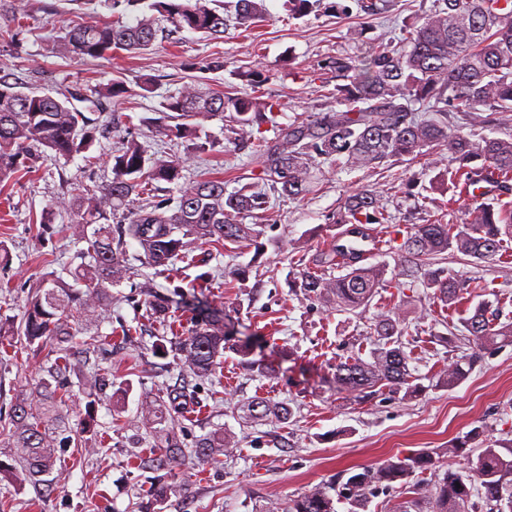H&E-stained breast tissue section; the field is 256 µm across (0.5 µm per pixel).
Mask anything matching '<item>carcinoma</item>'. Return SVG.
I'll return each instance as SVG.
<instances>
[{"mask_svg":"<svg viewBox=\"0 0 512 512\" xmlns=\"http://www.w3.org/2000/svg\"><path fill=\"white\" fill-rule=\"evenodd\" d=\"M149 9L155 15L134 23L119 17L73 27L64 36L62 51L84 59L110 56L114 50L146 51L166 34L158 25L160 18L209 40L219 39L224 37L228 13H234L244 28L265 15L262 0H152ZM325 69L338 80L329 95L342 109L298 116L278 128L272 141L254 132L261 131L264 123L277 128L278 104L258 94L229 96L194 79L160 101L154 116L144 122L156 135L184 147L183 153H151L136 139L124 137L112 149V178L103 188L75 187L42 210V224L54 223L60 210L75 214L77 224L92 228L88 247L78 254L80 263L70 272L72 282L42 280L28 295L19 325L9 326L3 335L19 336L38 350L54 341L47 356H56L57 364L68 362L96 347L99 332L79 337V321L112 314V287L129 276L130 260L167 271L202 244L223 248L262 235L261 225L239 221L242 214L269 208L268 191L253 183L227 194L223 178L205 177L176 199L155 196L158 184L180 186L188 163L217 151L220 142L204 127L216 118L228 122V140L251 147L261 158L257 180L291 199L310 191L319 160L356 169L448 152L452 159L446 171L448 184L476 189L490 182L496 197L480 202L461 226L413 225L400 251L408 262L429 266L450 250L477 263L493 260L512 240V138L480 134L477 128L492 129L512 121V0H435L402 44L381 41L361 55L337 56L325 63ZM124 94L120 81L100 88L90 99L78 89L56 95L25 91L19 82L0 76V186L35 171L44 157L68 159L89 151L102 134L99 111L104 102ZM80 103L84 107H78ZM483 112L488 116H481ZM458 114L471 117L470 124L453 122ZM332 222L388 223L381 192L363 187L347 193ZM131 243L138 247L133 256L128 252ZM334 268L344 272L327 275ZM387 271L385 264L356 263L338 244L299 269L293 284L307 298L361 315L383 286ZM426 286L451 307L461 301L465 288L442 269L427 272ZM140 287L151 298L152 315L160 324L168 322L174 308L194 317L175 347L182 366L193 376H211L228 348L244 359L252 354L251 339H235L234 323L210 306L204 292L175 290L162 296L152 278ZM462 322L465 340L480 351L512 345V318H503L502 310L488 300L478 302ZM375 332L377 347L366 359L337 365L336 382L361 398L371 396L373 388L383 383L396 391L415 392L410 385L411 358L403 349L398 321L383 313L375 319ZM78 373L89 383L79 430L66 425L61 387L51 372L32 390L19 394L8 413L11 457L24 471V481L48 491L53 490L52 448L59 442L80 444L87 435L97 436L96 385L112 375L110 370ZM466 374L460 363L450 361L440 382L453 386ZM193 403L194 396L180 391L167 407L152 406L142 413L141 423L153 434L163 460L185 455L180 418ZM243 411L257 421L289 416L286 408L265 399L251 401ZM226 446L224 429L219 428L197 440L194 454L208 463ZM435 464L430 453L420 452L364 466L288 499L281 508L267 506L261 512H337L336 504L341 502L349 505L348 512H367L376 492L396 482L403 497L389 512H512V444L503 452L493 446L482 449L466 472L450 468L432 485L413 479L416 472ZM474 496L478 500H472Z\"/></svg>","mask_w":512,"mask_h":512,"instance_id":"carcinoma-1","label":"carcinoma"}]
</instances>
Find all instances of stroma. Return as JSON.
<instances>
[{
  "instance_id": "stroma-1",
  "label": "stroma",
  "mask_w": 512,
  "mask_h": 512,
  "mask_svg": "<svg viewBox=\"0 0 512 512\" xmlns=\"http://www.w3.org/2000/svg\"><path fill=\"white\" fill-rule=\"evenodd\" d=\"M340 2L348 6L347 14L319 7L292 18L284 0H264L266 20L250 31L232 22L223 39L214 41L182 31L146 54L118 51L97 60L62 56L59 44L73 23L119 16L112 0H24L30 29L15 37L10 34L14 21L1 17L0 71L31 87L78 86L87 95L118 80L127 93L106 103L101 114L106 131L89 155L45 159L38 171L0 187V241L9 251L8 264L0 267V322L20 321L28 293L45 277H68L74 256L87 247L72 213L61 212L50 230H43V208L76 185L104 184L117 137L130 133L157 150L159 141L142 119L162 97L190 81L188 63L223 54V71L208 73L207 80L238 94L250 92L256 75H264L263 97L279 103L277 121L285 126L295 116L335 108L325 62L366 52L383 38H402L434 0H390L385 12L372 16L360 11L356 0ZM120 16L136 18L131 11ZM147 80L154 92L146 96L141 86ZM259 170L260 160L250 149L225 142L223 154L190 163L185 179L217 174L229 193L254 181ZM366 185L381 188L387 213L404 231L442 217L465 223L473 205L463 195L446 210L450 193L441 171L424 158L375 169L325 164L319 183L304 198L272 196L260 218L265 229L258 241L213 257L207 247L196 248L178 286L189 287L198 274L209 272L206 295L215 308L232 311L241 334L254 343L252 359L265 367L261 373L250 370L228 350L213 381L191 382L195 403L183 421L184 444L193 446L218 426L230 441L224 454L207 464L190 454L173 464L161 462L152 435L126 422L143 403L162 399L166 388L189 382L172 350L156 352L160 333L147 317L139 288L143 278L130 275L112 290L111 320L100 323L111 342L102 345L97 358L101 367L111 368L112 385L96 406L99 437L87 449L55 448L57 485L51 492L0 479L6 512H257L263 505L284 506L346 470L421 451L434 453L439 469L466 470V457L448 455L446 449L474 430L481 447L512 439V345L482 354L458 384H441L449 360L468 357L471 348L462 339L459 314L443 307L423 280L395 287L403 262L398 241L375 255L387 263L388 273L363 315L336 312L292 288L296 269L335 244L336 227L328 217L343 195ZM438 265L466 282L461 308L486 299L512 315V250L490 263L449 251ZM383 311L400 320L419 390L409 396L380 386L362 402L339 389L335 367L368 356L377 341L373 323ZM127 326L142 332L123 338ZM48 366L45 351L22 340L0 358V425L14 397L35 386ZM256 397L286 405L290 418L243 421V407ZM162 482L169 491L159 502L154 491Z\"/></svg>"
}]
</instances>
